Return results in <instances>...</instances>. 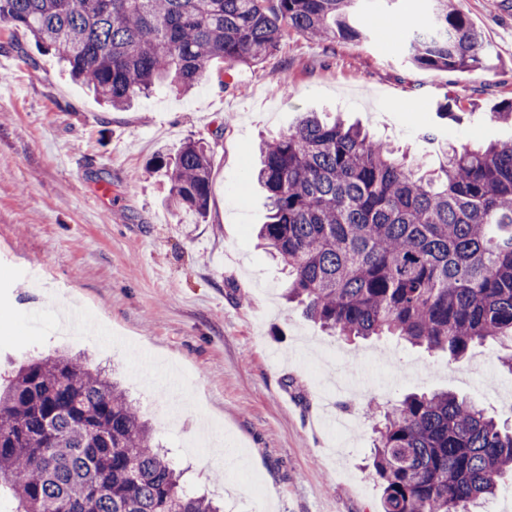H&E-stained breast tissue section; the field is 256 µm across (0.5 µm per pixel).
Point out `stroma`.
<instances>
[{"label":"stroma","mask_w":512,"mask_h":512,"mask_svg":"<svg viewBox=\"0 0 512 512\" xmlns=\"http://www.w3.org/2000/svg\"><path fill=\"white\" fill-rule=\"evenodd\" d=\"M454 4L481 35L485 69L409 62L429 0H361V41L289 30L260 65L120 111L0 25V374L56 347L84 355L151 420L187 488L224 512H381L369 402L448 390L511 426L500 346L451 364L393 339L346 341L282 299L286 276L255 235L267 220L250 177L257 146L301 113H341L426 169L439 164L418 143L430 126L457 146L512 139V121L492 116L512 99V0ZM446 94L461 98L460 122L438 116ZM190 139L213 148L199 223L148 168Z\"/></svg>","instance_id":"1"}]
</instances>
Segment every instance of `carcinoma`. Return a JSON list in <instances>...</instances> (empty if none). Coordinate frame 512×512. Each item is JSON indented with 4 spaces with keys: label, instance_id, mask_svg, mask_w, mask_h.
Wrapping results in <instances>:
<instances>
[{
    "label": "carcinoma",
    "instance_id": "1",
    "mask_svg": "<svg viewBox=\"0 0 512 512\" xmlns=\"http://www.w3.org/2000/svg\"><path fill=\"white\" fill-rule=\"evenodd\" d=\"M358 0H0V24L31 35L114 110L211 68L257 64L284 29L358 41ZM415 66L478 71L484 45L448 0L407 47ZM270 201L258 237L288 273L287 299L345 340L392 336L452 364L488 341L512 348V140L444 152L417 175L337 117L301 115L258 145ZM171 207L206 218L211 150L190 140L150 165ZM383 512H474L512 473V430L447 391L409 393L375 426ZM126 393L62 351L0 384V493L16 512H219L188 490Z\"/></svg>",
    "mask_w": 512,
    "mask_h": 512
}]
</instances>
